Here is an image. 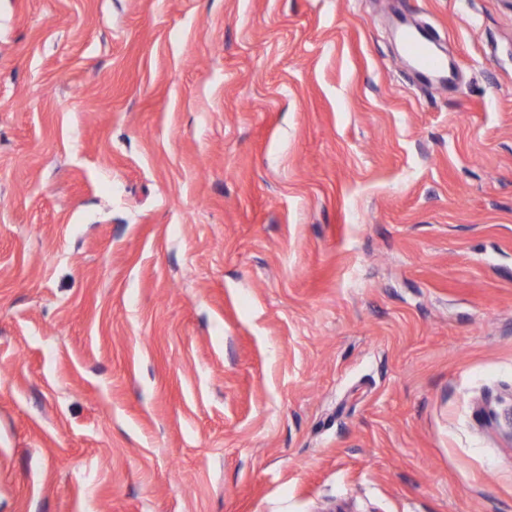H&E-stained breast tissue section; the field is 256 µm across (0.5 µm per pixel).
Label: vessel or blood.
I'll return each mask as SVG.
<instances>
[{
    "mask_svg": "<svg viewBox=\"0 0 512 512\" xmlns=\"http://www.w3.org/2000/svg\"><path fill=\"white\" fill-rule=\"evenodd\" d=\"M395 28L401 37V43L409 61L412 62L418 76L431 85H444L452 80V73L446 58L434 49L430 32L407 18H398Z\"/></svg>",
    "mask_w": 512,
    "mask_h": 512,
    "instance_id": "b4317fda",
    "label": "vessel or blood"
}]
</instances>
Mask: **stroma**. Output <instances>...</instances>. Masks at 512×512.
Instances as JSON below:
<instances>
[{
  "mask_svg": "<svg viewBox=\"0 0 512 512\" xmlns=\"http://www.w3.org/2000/svg\"><path fill=\"white\" fill-rule=\"evenodd\" d=\"M511 410L512 0H0V512H512ZM395 28L407 59L422 80L431 85H446L452 81L448 62L434 50L433 37L426 28L405 17L397 19Z\"/></svg>",
  "mask_w": 512,
  "mask_h": 512,
  "instance_id": "1",
  "label": "stroma"
}]
</instances>
